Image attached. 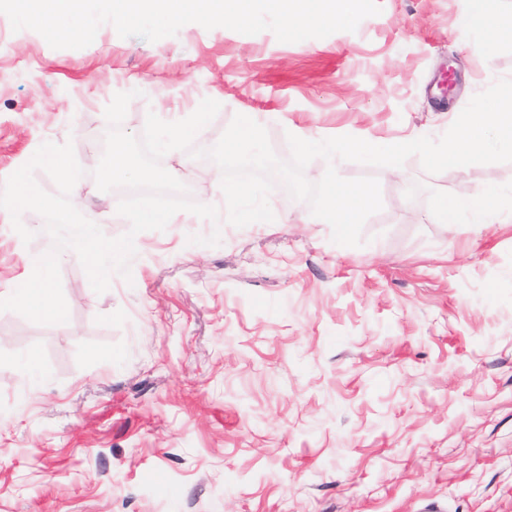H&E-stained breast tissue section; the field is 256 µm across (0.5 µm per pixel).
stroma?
I'll return each mask as SVG.
<instances>
[{
  "label": "stroma",
  "instance_id": "35a3bbf8",
  "mask_svg": "<svg viewBox=\"0 0 512 512\" xmlns=\"http://www.w3.org/2000/svg\"><path fill=\"white\" fill-rule=\"evenodd\" d=\"M352 32L279 42L196 23L151 43L103 24L54 49L0 14V184L46 142L84 161L115 94L140 90L122 128L211 98L197 135L270 113L287 134L374 144L441 137L475 94L512 77V37L463 31L470 0H379ZM194 201L224 208L213 162L167 153ZM372 176L383 208L358 247L285 187L272 224L190 222L134 238L131 276L96 294L73 250L60 264L63 324L0 312V512H512V221L443 224L438 195L512 187V162L438 174L336 160ZM71 201L128 232L91 174ZM23 242L0 221V293L31 276L42 218ZM220 231L221 243H189ZM39 351L38 364L27 361Z\"/></svg>",
  "mask_w": 512,
  "mask_h": 512
}]
</instances>
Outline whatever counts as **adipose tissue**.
Segmentation results:
<instances>
[{
	"instance_id": "1",
	"label": "adipose tissue",
	"mask_w": 512,
	"mask_h": 512,
	"mask_svg": "<svg viewBox=\"0 0 512 512\" xmlns=\"http://www.w3.org/2000/svg\"><path fill=\"white\" fill-rule=\"evenodd\" d=\"M465 211L472 213L477 224H500L512 220V190L485 188L457 198L440 195L432 202L431 216L434 221L454 224Z\"/></svg>"
}]
</instances>
